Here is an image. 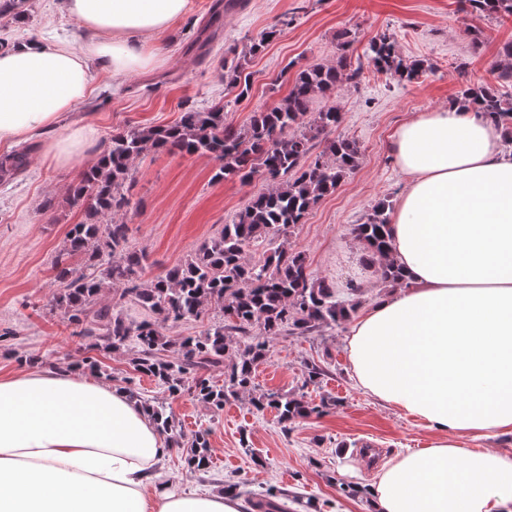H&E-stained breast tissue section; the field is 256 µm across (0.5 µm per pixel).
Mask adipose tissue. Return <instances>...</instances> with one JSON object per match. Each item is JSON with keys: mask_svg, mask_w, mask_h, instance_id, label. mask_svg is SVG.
Segmentation results:
<instances>
[{"mask_svg": "<svg viewBox=\"0 0 512 512\" xmlns=\"http://www.w3.org/2000/svg\"><path fill=\"white\" fill-rule=\"evenodd\" d=\"M189 0H62L93 38L0 52V144L58 129L56 165L96 152L62 116L92 90L90 60L115 75L155 68L150 44ZM392 157L405 179L386 263L399 286L351 322L357 385L434 433L394 454L372 482L373 512H512V453L466 436L512 435V153L481 113H412ZM167 447L146 410L77 368L0 378V512H242L229 494L160 480Z\"/></svg>", "mask_w": 512, "mask_h": 512, "instance_id": "obj_1", "label": "adipose tissue"}]
</instances>
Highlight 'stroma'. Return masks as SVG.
<instances>
[{"label":"stroma","instance_id":"35a3bbf8","mask_svg":"<svg viewBox=\"0 0 512 512\" xmlns=\"http://www.w3.org/2000/svg\"><path fill=\"white\" fill-rule=\"evenodd\" d=\"M213 3L190 0L185 15L155 41L163 62L154 70L115 78L92 61L94 91L63 124L92 125L104 143L127 128L170 125L188 108L221 103L226 122L240 127L287 95L288 65L335 62L340 32L355 35L353 60L362 57L372 37L388 35L404 59L426 60L430 68L417 81L401 83L368 66L358 85L316 98L315 109L333 105L342 112L335 134L355 140L362 159L288 237L338 296L368 306L389 286L366 263L350 228L365 221L379 200L397 201L403 188L390 153L394 131L411 113L446 106L463 85L492 82L490 66L503 44L512 42V19L467 13L460 0H246L244 9L214 23ZM24 9L19 21L0 19L6 47L40 37L80 47L89 38L75 17L60 12L58 0H27ZM209 24L217 36L202 59L191 44ZM273 25L282 28V36L249 56L250 45ZM243 54L249 57L251 91L240 99L225 87L223 74L225 63ZM48 137L34 132L27 140L26 170L0 182V376L20 371V354L34 356L38 371L95 360L114 387L130 382L142 399L166 401L185 435L207 431L210 468H188L185 449L172 448L163 473L173 485L220 492L235 483L252 498L275 487L295 496L288 512H370L368 488L379 466L400 449L426 447L432 435L355 386L346 323L305 336L285 332L270 342L254 373L257 390L294 394L324 407L321 415L288 423L273 409L257 410L245 396L215 412L190 392L169 395L153 378L135 372L128 356L88 348L74 336L49 298L53 261L71 225L87 218L84 205L68 199L84 164L59 168L44 159L41 145ZM219 167L213 157L182 153L151 152L136 161L122 189L128 205L119 217L129 228V249L148 254L144 279L183 262L266 188L258 178L247 184L217 178ZM313 367L320 370L314 379L308 376Z\"/></svg>","mask_w":512,"mask_h":512}]
</instances>
